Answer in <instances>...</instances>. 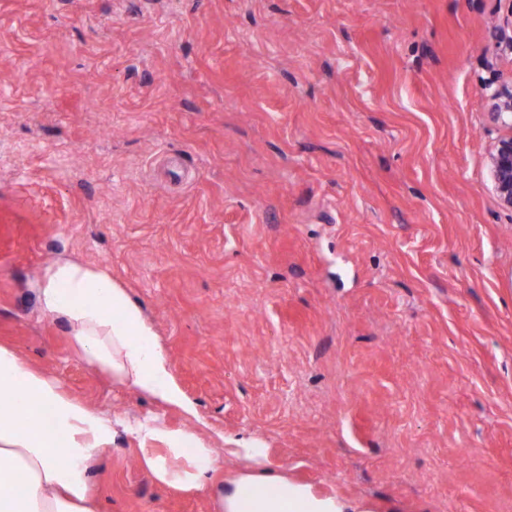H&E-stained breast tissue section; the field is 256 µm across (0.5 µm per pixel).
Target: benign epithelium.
Here are the masks:
<instances>
[{
    "instance_id": "benign-epithelium-1",
    "label": "benign epithelium",
    "mask_w": 512,
    "mask_h": 512,
    "mask_svg": "<svg viewBox=\"0 0 512 512\" xmlns=\"http://www.w3.org/2000/svg\"><path fill=\"white\" fill-rule=\"evenodd\" d=\"M488 115L502 129L488 152L492 189L500 204L512 209V82L500 84L489 94Z\"/></svg>"
}]
</instances>
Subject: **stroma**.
<instances>
[{
  "mask_svg": "<svg viewBox=\"0 0 512 512\" xmlns=\"http://www.w3.org/2000/svg\"><path fill=\"white\" fill-rule=\"evenodd\" d=\"M512 0H0V343L119 419L257 442L366 512H512ZM70 259L142 308L197 416L39 312ZM117 428L100 512H214ZM488 115L502 129L488 152L492 189L500 204L512 209V82L500 84L489 94Z\"/></svg>",
  "mask_w": 512,
  "mask_h": 512,
  "instance_id": "1",
  "label": "stroma"
}]
</instances>
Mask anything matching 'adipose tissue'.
Returning a JSON list of instances; mask_svg holds the SVG:
<instances>
[{"instance_id":"1","label":"adipose tissue","mask_w":512,"mask_h":512,"mask_svg":"<svg viewBox=\"0 0 512 512\" xmlns=\"http://www.w3.org/2000/svg\"><path fill=\"white\" fill-rule=\"evenodd\" d=\"M42 312L62 323L87 361L136 393L195 415L152 326L128 293L99 268L62 260L38 284ZM111 416L68 398L12 348L0 345V512H98L93 466L112 444ZM141 459L165 488L207 492L215 512H348L245 451L246 471L224 481L213 448L194 432L146 419L131 426Z\"/></svg>"}]
</instances>
